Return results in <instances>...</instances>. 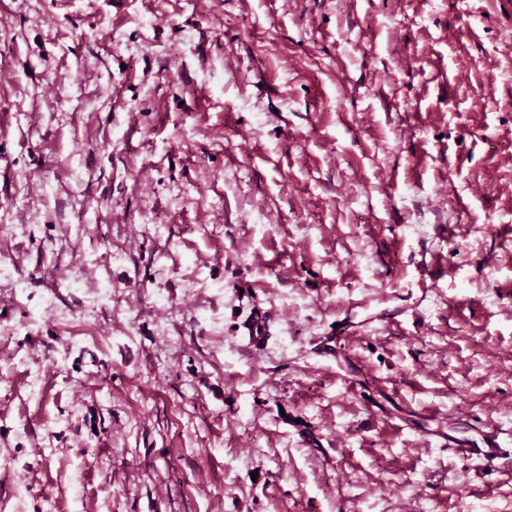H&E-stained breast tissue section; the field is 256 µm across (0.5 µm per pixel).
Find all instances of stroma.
<instances>
[{
	"label": "stroma",
	"mask_w": 512,
	"mask_h": 512,
	"mask_svg": "<svg viewBox=\"0 0 512 512\" xmlns=\"http://www.w3.org/2000/svg\"><path fill=\"white\" fill-rule=\"evenodd\" d=\"M1 265L0 512H512V0H0ZM269 319L261 309H252L244 322L245 333L248 336V344L257 346L261 344L269 331ZM479 442H471L457 439L452 436L443 438L442 447H447L459 458L466 460L479 459L483 468H494L500 459L512 455V448H502L500 429L491 424H486Z\"/></svg>",
	"instance_id": "35a3bbf8"
}]
</instances>
